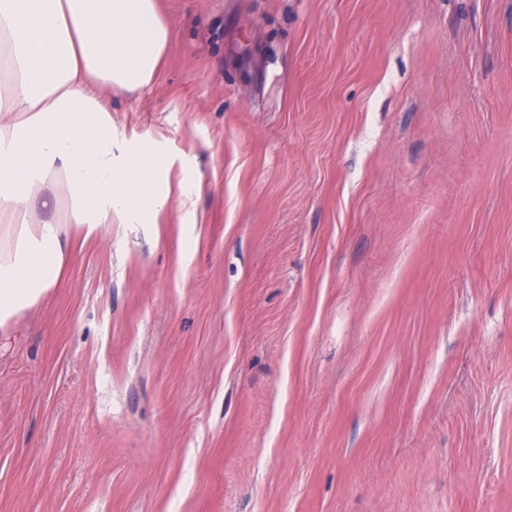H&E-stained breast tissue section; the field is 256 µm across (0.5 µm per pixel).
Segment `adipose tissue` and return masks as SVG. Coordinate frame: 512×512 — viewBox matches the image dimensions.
I'll list each match as a JSON object with an SVG mask.
<instances>
[{
	"label": "adipose tissue",
	"mask_w": 512,
	"mask_h": 512,
	"mask_svg": "<svg viewBox=\"0 0 512 512\" xmlns=\"http://www.w3.org/2000/svg\"><path fill=\"white\" fill-rule=\"evenodd\" d=\"M169 42L158 0H0V329L57 288L71 225L169 206L166 164L105 102L151 88Z\"/></svg>",
	"instance_id": "1"
}]
</instances>
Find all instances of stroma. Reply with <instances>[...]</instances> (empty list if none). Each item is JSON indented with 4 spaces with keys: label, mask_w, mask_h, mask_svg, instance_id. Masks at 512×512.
Returning a JSON list of instances; mask_svg holds the SVG:
<instances>
[{
    "label": "stroma",
    "mask_w": 512,
    "mask_h": 512,
    "mask_svg": "<svg viewBox=\"0 0 512 512\" xmlns=\"http://www.w3.org/2000/svg\"><path fill=\"white\" fill-rule=\"evenodd\" d=\"M154 224L0 332V512H512V0H159Z\"/></svg>",
    "instance_id": "1"
}]
</instances>
